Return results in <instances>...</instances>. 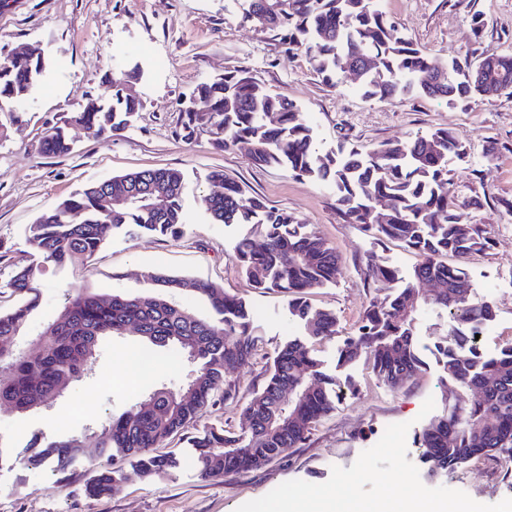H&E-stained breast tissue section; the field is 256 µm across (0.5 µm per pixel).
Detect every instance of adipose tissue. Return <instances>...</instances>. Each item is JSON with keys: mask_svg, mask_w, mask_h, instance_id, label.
Returning <instances> with one entry per match:
<instances>
[{"mask_svg": "<svg viewBox=\"0 0 512 512\" xmlns=\"http://www.w3.org/2000/svg\"><path fill=\"white\" fill-rule=\"evenodd\" d=\"M255 512H478L469 502H433L414 491H405L399 482L386 485L384 496L364 507L356 502H337L328 495L314 491L303 498L283 495L280 499L256 506Z\"/></svg>", "mask_w": 512, "mask_h": 512, "instance_id": "obj_1", "label": "adipose tissue"}]
</instances>
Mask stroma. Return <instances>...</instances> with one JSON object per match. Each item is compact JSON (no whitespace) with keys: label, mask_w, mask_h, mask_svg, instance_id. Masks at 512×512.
Listing matches in <instances>:
<instances>
[{"label":"stroma","mask_w":512,"mask_h":512,"mask_svg":"<svg viewBox=\"0 0 512 512\" xmlns=\"http://www.w3.org/2000/svg\"><path fill=\"white\" fill-rule=\"evenodd\" d=\"M377 5L396 35L441 59L512 49V0H377ZM245 10L240 0H0V52L41 54L50 62L41 86L21 105L28 126L0 141V309L17 302L7 283L14 263L29 257L24 229L42 211L88 182L126 172L174 168L186 180L180 236L119 232L90 263L47 265L37 306L26 322V354L39 356V336L62 311L69 291L82 289L104 298L147 293L152 286L142 274L151 268L212 283L242 299L261 339L256 359L229 373L236 395L204 407L159 447V454L177 459L175 468L148 475L133 459L117 458L111 492L92 497L84 491L89 470L83 463L59 473L48 465H20L17 456L35 433L50 438L80 433L86 425L130 409L153 390L179 387L192 370L164 348L150 365L132 370L144 348L141 337L129 329L104 338L94 375L70 385L51 408L26 414L0 408V512H251L256 504L286 493L299 497L311 489L369 503L383 483L400 479L426 498L471 501L480 512H497L502 502L512 501L505 464L480 460L430 478L413 443L433 416L471 398L463 391L448 393L443 365L433 354L447 330L445 310L427 307L416 316L414 333L426 366L402 386L388 387L369 356L338 364L339 348L356 333L364 310L400 288L419 255L352 223L325 183L294 177L280 167H256L243 145L215 150L205 132L184 140L181 108L201 82L244 70L265 89L298 104L324 153L341 145L365 151L437 127L456 129L468 156L449 160V186L459 199L478 200V207L463 209L462 219L485 225L494 245L461 261L450 254L444 261L461 264L475 296L491 303L494 318L480 339L482 351L491 354L512 342V217L504 209L505 202H512V97L455 108L425 96L397 103L367 99L351 76L334 87L325 84L302 50L244 21ZM474 11L486 19L479 37L468 23ZM136 63L144 71L138 86L142 107L126 131L93 137L72 124L71 153H41L45 127L82 110L88 96L101 94L112 70ZM214 169L242 184L247 196L294 214L340 255L333 282L310 289L307 301L336 316V335L312 344L311 350L322 371L344 387L335 409L316 425L304 447L248 472L205 479L192 460V437L210 427L240 431L244 403L262 384L267 359L303 335L286 297L255 288L238 266L237 242L248 237L262 245L259 228L209 222L205 176ZM370 256L393 268L396 280L385 285L367 281Z\"/></svg>","instance_id":"35a3bbf8"}]
</instances>
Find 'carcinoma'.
<instances>
[{"label": "carcinoma", "instance_id": "cac0c4a2", "mask_svg": "<svg viewBox=\"0 0 512 512\" xmlns=\"http://www.w3.org/2000/svg\"><path fill=\"white\" fill-rule=\"evenodd\" d=\"M263 2L249 0L244 19L303 50L312 69L333 85L338 84L343 65L351 60L360 63L359 89L369 99L394 101L415 92L454 107L492 96L512 97L511 54L488 50L476 60L466 54L435 58L414 43L393 37L386 14L374 0H278L273 14L263 11ZM47 68L41 55L0 59V115L5 116L0 120V140L27 124L26 113L17 104L31 97ZM139 81L136 68L112 72L104 93L87 99L83 110L63 123L44 129L42 153H70L67 126L73 122L93 137L125 131L141 105ZM183 114L184 138L206 131L217 150L244 144L256 166H284L297 177L329 183L351 222L399 240L420 255L404 288L365 309L357 333L340 348L339 362L347 364L366 352L380 378L395 388L424 365L413 331L419 309L426 305L446 310L450 328L435 352L444 365L448 389L470 390L474 398L448 407L447 414L421 428L416 436L419 457L431 473L450 472L473 460L503 454L512 458V343L494 356L482 352L476 334L493 316L492 307L473 297L462 268L438 260L448 253L464 259L492 243L484 225L461 222L459 210L470 202L448 187V158L462 161L468 155L463 138L450 128H438L383 142L366 152L341 147L336 153L322 154L298 105L261 90L245 73H226L198 84ZM206 182L205 205L212 223L261 226L263 248H255L248 238L237 246L242 271L256 287L280 290L289 313L303 323L311 340L335 336L336 315L312 308L306 290L333 281L340 265L336 249L304 231L293 214L246 196L245 188L224 170L210 171ZM109 185L112 196L127 195L132 201L106 206ZM184 187V174L172 168L88 183L27 227L33 259L14 264L7 284L20 302L8 312L0 311V376H4L0 405L18 414L32 411L35 402L56 401L61 383L86 376L99 341L127 323L135 324L148 344L166 347L197 365L187 382L189 395L157 390L152 393L154 407L143 401L79 435L48 440L38 433L28 446L30 453L18 459L23 465H50L57 470L81 460L92 472L86 482L92 496L111 492L108 463L119 454L136 458L147 474L160 475L176 466L175 459L151 451L185 428L216 396L234 395L236 383L227 379L226 369L248 364L257 355L259 337L240 299L222 288L159 269L144 274L157 288L149 295L114 294L105 299L81 291L69 295L64 309L42 332L40 357L29 360L21 345L45 265L87 263L123 227L131 235H178ZM156 196L165 198L160 210L152 207L151 198ZM379 197L389 203L383 215L374 206ZM366 276L385 283L395 279V272L370 257ZM427 280L443 285L436 301L419 296L416 285ZM183 291L205 298L211 314L200 316L173 302V296ZM266 374L264 385L247 398L246 426L240 432L212 428L192 439L203 477L250 471L301 447L312 428L334 408L328 387L336 385V379L319 370L303 343L283 346L266 366ZM291 389L294 404L289 407L281 395Z\"/></svg>", "mask_w": 512, "mask_h": 512}]
</instances>
